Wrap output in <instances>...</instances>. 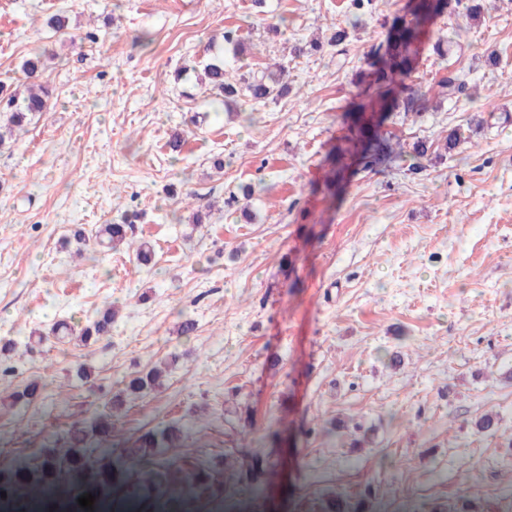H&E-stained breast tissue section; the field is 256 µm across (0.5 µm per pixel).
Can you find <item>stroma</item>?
Instances as JSON below:
<instances>
[{"mask_svg":"<svg viewBox=\"0 0 512 512\" xmlns=\"http://www.w3.org/2000/svg\"><path fill=\"white\" fill-rule=\"evenodd\" d=\"M404 4L0 0V84L19 87L42 50L55 90L0 147V344L18 342L0 351L6 478L109 414L106 448L178 431L159 478L169 512H210L249 471L261 491L245 512H334L339 500L434 512L462 497L512 512V0L431 28L448 52L424 53L415 81L458 71L476 80L467 97L393 115L394 162L340 197L312 192L367 53ZM58 12L62 31L48 23ZM337 27L347 55L293 54ZM228 28L240 55L224 48ZM217 50L232 81L284 64L287 91L215 109L175 73ZM454 129L461 143L444 151ZM419 139L429 159L413 158ZM206 206L209 223L192 224ZM124 213L137 216L128 244L99 250L100 225ZM109 306L97 343L50 337L54 322L79 329ZM187 319L196 329L179 335ZM156 367L159 386L127 394ZM31 383L36 397L15 403ZM487 414L500 417L491 433L476 428Z\"/></svg>","mask_w":512,"mask_h":512,"instance_id":"stroma-1","label":"stroma"}]
</instances>
